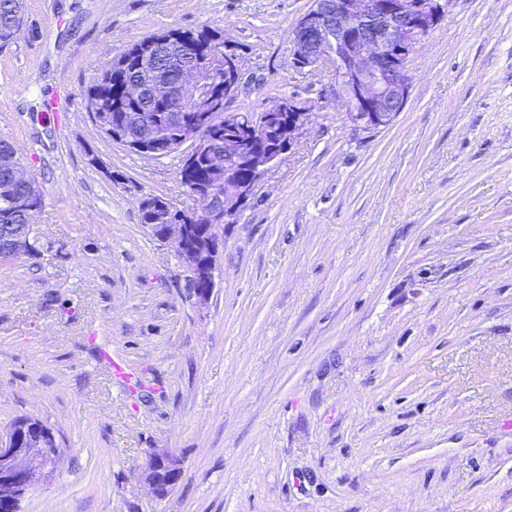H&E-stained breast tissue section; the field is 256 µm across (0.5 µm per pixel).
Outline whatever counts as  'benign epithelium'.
I'll use <instances>...</instances> for the list:
<instances>
[{"label":"benign epithelium","mask_w":512,"mask_h":512,"mask_svg":"<svg viewBox=\"0 0 512 512\" xmlns=\"http://www.w3.org/2000/svg\"><path fill=\"white\" fill-rule=\"evenodd\" d=\"M450 0H314L312 8L295 24L291 35L292 62L301 68L331 67L336 98L347 108L354 130L373 132L391 126L409 99L411 76L408 59L414 45L427 36L445 15ZM154 46L137 50L135 77L125 85L136 99L150 96L169 104L170 122L177 130L173 141L156 135L151 109L130 117H113L93 108L97 127L128 149L148 158H158L184 149L185 159L205 157L213 175L223 177L224 194L207 189L201 216L213 225L233 222L238 206L253 195L261 177L289 151L299 131L311 120L308 107L293 98L276 99L265 106V131L270 148L252 146L254 126L241 112L224 111V126L235 136L219 149L212 138L187 112H210L223 99L234 98L242 89L241 55L231 43L211 44L197 65L185 69L179 80L167 85L152 65ZM24 184L37 194L29 170L16 167L9 182L0 184V194H9ZM162 219L166 229L161 241L177 244V252L200 284L194 297L200 304L214 290V268L219 245L189 240L183 213L167 207ZM29 246L25 228L0 224V254L20 255ZM61 461L53 432L16 425L0 434V512H18L33 485L36 473L52 474ZM145 481L154 493L166 497L177 484L182 460L169 451H155L141 465Z\"/></svg>","instance_id":"7a95c632"}]
</instances>
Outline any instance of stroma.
<instances>
[{
	"label": "stroma",
	"mask_w": 512,
	"mask_h": 512,
	"mask_svg": "<svg viewBox=\"0 0 512 512\" xmlns=\"http://www.w3.org/2000/svg\"><path fill=\"white\" fill-rule=\"evenodd\" d=\"M27 6L0 138L43 201L34 251L0 265V430L38 419L63 460L20 512H512V0H450L371 133L292 62L313 0ZM205 23L241 48L228 110L314 117L219 228L200 305L139 215L195 208L182 152L113 142L86 93L108 57ZM156 448L183 461L162 499L139 469Z\"/></svg>",
	"instance_id": "35a3bbf8"
}]
</instances>
